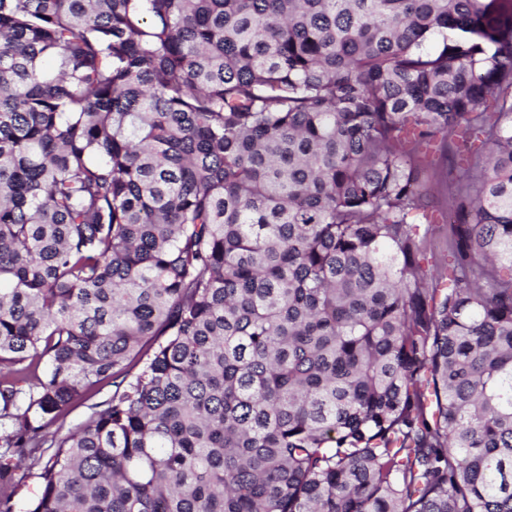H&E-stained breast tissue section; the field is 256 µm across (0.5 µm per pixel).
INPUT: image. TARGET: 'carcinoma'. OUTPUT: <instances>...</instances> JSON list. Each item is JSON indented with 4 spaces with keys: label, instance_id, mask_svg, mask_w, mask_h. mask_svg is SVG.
Returning a JSON list of instances; mask_svg holds the SVG:
<instances>
[{
    "label": "carcinoma",
    "instance_id": "obj_1",
    "mask_svg": "<svg viewBox=\"0 0 512 512\" xmlns=\"http://www.w3.org/2000/svg\"><path fill=\"white\" fill-rule=\"evenodd\" d=\"M27 459L26 512H512V9L0 0V512ZM457 145H448L438 141L433 153L429 156L432 164L428 168V175L423 181L422 191L434 198L440 206L441 200L448 196L456 183ZM98 389L99 391H97ZM111 394V385L97 388L88 395V400L84 401V403L70 407L62 418L50 426L49 431H59L61 434L66 433L69 429L74 428L77 424L81 423L87 418V416L91 413L90 406L92 404H96L105 400ZM25 472L26 477L21 482L15 497L18 505L17 512H24L29 502L37 497L41 489L40 480L36 475L39 472V465L31 466Z\"/></svg>",
    "mask_w": 512,
    "mask_h": 512
}]
</instances>
